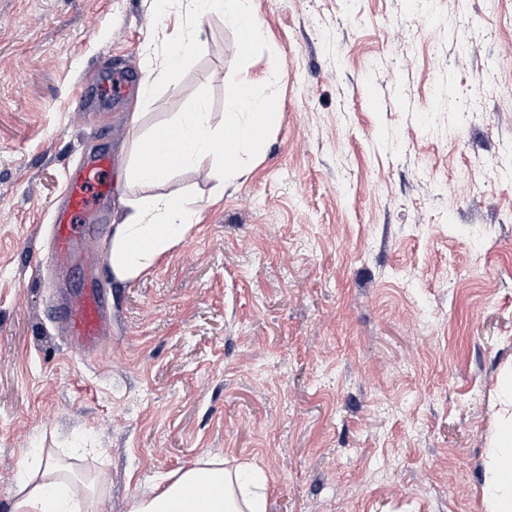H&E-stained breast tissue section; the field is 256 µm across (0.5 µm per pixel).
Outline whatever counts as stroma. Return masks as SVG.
Wrapping results in <instances>:
<instances>
[{
    "mask_svg": "<svg viewBox=\"0 0 512 512\" xmlns=\"http://www.w3.org/2000/svg\"><path fill=\"white\" fill-rule=\"evenodd\" d=\"M139 101L184 17L154 0H0V512L32 448L97 456L104 512L204 457L250 461L268 512H484L512 372V0H254ZM136 84L92 102L90 81ZM244 77L279 115L245 174L122 185L200 218L143 277H105L112 339L67 347L37 266L72 170L111 177ZM138 123H131L132 113Z\"/></svg>",
    "mask_w": 512,
    "mask_h": 512,
    "instance_id": "obj_1",
    "label": "stroma"
}]
</instances>
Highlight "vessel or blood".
Returning <instances> with one entry per match:
<instances>
[{
    "label": "vessel or blood",
    "instance_id": "1",
    "mask_svg": "<svg viewBox=\"0 0 512 512\" xmlns=\"http://www.w3.org/2000/svg\"><path fill=\"white\" fill-rule=\"evenodd\" d=\"M111 166L110 156L99 155L72 173L50 227L49 243L38 255L41 269L57 276L66 274L83 235L105 231V208L117 193L107 177ZM100 283L97 265H87L83 288L57 304L54 310L69 348L85 358L99 352L112 318L108 294Z\"/></svg>",
    "mask_w": 512,
    "mask_h": 512
}]
</instances>
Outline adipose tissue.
<instances>
[{
  "label": "adipose tissue",
  "mask_w": 512,
  "mask_h": 512,
  "mask_svg": "<svg viewBox=\"0 0 512 512\" xmlns=\"http://www.w3.org/2000/svg\"><path fill=\"white\" fill-rule=\"evenodd\" d=\"M160 12L178 9L186 21L166 58L167 68L177 66L196 45L203 17L219 13L237 34L258 40L261 24L253 0H157ZM277 102L257 93L253 81L244 80L230 91V106L223 129H214L205 102L172 125L155 127L146 137L157 155H164L168 131L181 138L176 165L206 172L216 192L245 172L241 155L260 144ZM196 221L190 201L156 195L132 206L122 223L112 227L108 260L117 280L125 282L151 268L158 257L184 238ZM501 404L509 413L496 431L495 446L487 457L484 488L485 512H512V377L499 387ZM212 491L199 494V483ZM9 512H101L100 496L80 488L66 473L59 458L42 450L28 454L14 485L7 492ZM267 477L253 463L225 466L202 458L193 466L170 474L147 494L135 497L130 512H266Z\"/></svg>",
  "instance_id": "1"
}]
</instances>
